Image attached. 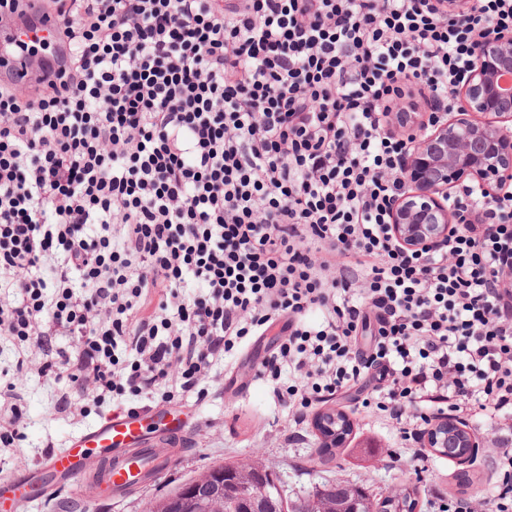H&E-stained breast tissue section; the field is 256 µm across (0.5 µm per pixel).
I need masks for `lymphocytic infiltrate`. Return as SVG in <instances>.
<instances>
[{"label":"lymphocytic infiltrate","mask_w":512,"mask_h":512,"mask_svg":"<svg viewBox=\"0 0 512 512\" xmlns=\"http://www.w3.org/2000/svg\"><path fill=\"white\" fill-rule=\"evenodd\" d=\"M46 2L72 64L0 85V447L24 377L75 417L134 413L276 325L252 369L294 424L339 395L414 442L432 411L484 412L494 493L442 512H512V193L458 192L447 242L404 248L384 130L447 99L512 0Z\"/></svg>","instance_id":"lymphocytic-infiltrate-1"}]
</instances>
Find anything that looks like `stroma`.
<instances>
[{"instance_id":"35a3bbf8","label":"stroma","mask_w":512,"mask_h":512,"mask_svg":"<svg viewBox=\"0 0 512 512\" xmlns=\"http://www.w3.org/2000/svg\"><path fill=\"white\" fill-rule=\"evenodd\" d=\"M54 388L35 376L27 380L26 439L21 449L0 450V478L28 473L40 460L47 441L62 442L80 427L54 408ZM175 411L192 413L191 435L170 468L155 482L121 498L94 501L73 485L50 492L47 500L26 503L18 512H147L150 501L190 482L207 468L225 462L255 461L275 473L284 494L294 501L315 488L347 482L363 486L376 497L408 488L418 500L416 512H434L437 500L479 497L494 482L491 459L461 466L427 449L423 472H415L410 447L376 408L350 413L353 432L343 452L324 462L318 452L313 421L293 435L288 410L271 389L256 381L221 391L209 387L197 399L175 404Z\"/></svg>"}]
</instances>
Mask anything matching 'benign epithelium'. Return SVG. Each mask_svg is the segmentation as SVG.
<instances>
[{
  "label": "benign epithelium",
  "instance_id": "benign-epithelium-1",
  "mask_svg": "<svg viewBox=\"0 0 512 512\" xmlns=\"http://www.w3.org/2000/svg\"><path fill=\"white\" fill-rule=\"evenodd\" d=\"M512 32L481 41L474 61L456 83L448 111L439 121L418 124L401 170L399 190L388 220L396 241L422 250L440 244L456 214L451 190L468 185L488 201L512 185ZM466 430L455 420H440L429 430L426 448L448 447L446 430Z\"/></svg>",
  "mask_w": 512,
  "mask_h": 512
}]
</instances>
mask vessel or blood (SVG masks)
Instances as JSON below:
<instances>
[{"mask_svg":"<svg viewBox=\"0 0 512 512\" xmlns=\"http://www.w3.org/2000/svg\"><path fill=\"white\" fill-rule=\"evenodd\" d=\"M28 15L40 35L53 42L56 59L70 61L69 48L55 42L56 20L41 0H34ZM23 28L19 20L0 23V78L14 84L29 82L41 71L38 57L22 52L18 42L3 38L4 32L16 34ZM187 436L185 421L177 416L167 417L160 409L136 415L113 413L105 422L69 438L65 448L43 459L28 474L0 481V512H14L18 504L41 499L50 478L82 486L97 474L104 477L114 495L151 483L170 466L173 447Z\"/></svg>","mask_w":512,"mask_h":512,"instance_id":"1","label":"vessel or blood"}]
</instances>
